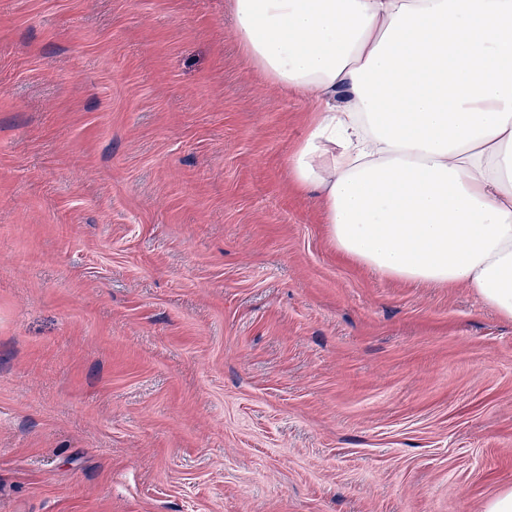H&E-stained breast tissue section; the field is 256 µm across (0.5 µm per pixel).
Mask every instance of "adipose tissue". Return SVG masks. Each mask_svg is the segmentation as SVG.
<instances>
[{
	"label": "adipose tissue",
	"mask_w": 512,
	"mask_h": 512,
	"mask_svg": "<svg viewBox=\"0 0 512 512\" xmlns=\"http://www.w3.org/2000/svg\"><path fill=\"white\" fill-rule=\"evenodd\" d=\"M269 84L306 98L288 157L337 254L463 287L512 320V0H232Z\"/></svg>",
	"instance_id": "obj_1"
}]
</instances>
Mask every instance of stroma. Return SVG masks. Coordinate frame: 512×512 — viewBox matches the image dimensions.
Masks as SVG:
<instances>
[{
	"instance_id": "35a3bbf8",
	"label": "stroma",
	"mask_w": 512,
	"mask_h": 512,
	"mask_svg": "<svg viewBox=\"0 0 512 512\" xmlns=\"http://www.w3.org/2000/svg\"><path fill=\"white\" fill-rule=\"evenodd\" d=\"M229 0H0V512H482L512 321L331 248Z\"/></svg>"
}]
</instances>
